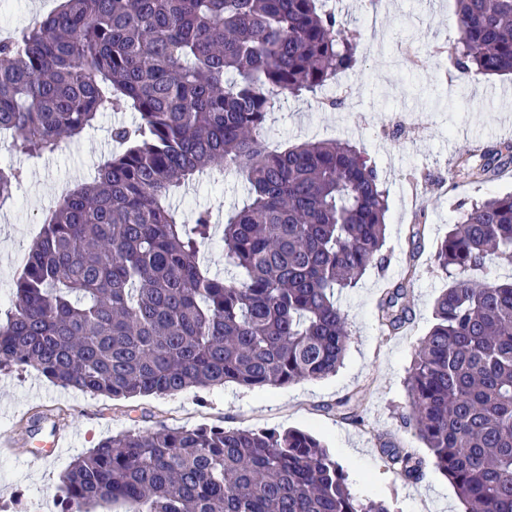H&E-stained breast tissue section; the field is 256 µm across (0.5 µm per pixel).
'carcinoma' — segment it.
I'll return each instance as SVG.
<instances>
[{"label": "carcinoma", "instance_id": "carcinoma-1", "mask_svg": "<svg viewBox=\"0 0 512 512\" xmlns=\"http://www.w3.org/2000/svg\"><path fill=\"white\" fill-rule=\"evenodd\" d=\"M455 69L512 74V0H454ZM360 34L323 0H60L0 40V131L39 160L105 112L124 149L64 192L0 309V368L112 400L235 383L322 379L349 342L336 294L384 260L388 202L376 166L347 141L271 149L275 101L333 85L358 63ZM512 144L461 155L452 186L493 180ZM235 170L246 204L224 214L225 277L200 261L211 213L173 207L209 171ZM26 172L0 164V208ZM512 193L475 202L437 245L451 279L405 378V425L429 458L378 436L406 482L428 463L465 512H512ZM403 280L378 303L383 330L408 321ZM46 412L21 420L34 436ZM62 512L112 501L125 512H389L361 500L325 444L299 429L163 423L102 440L62 476Z\"/></svg>", "mask_w": 512, "mask_h": 512}]
</instances>
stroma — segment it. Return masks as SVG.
I'll use <instances>...</instances> for the list:
<instances>
[{"label":"stroma","instance_id":"35a3bbf8","mask_svg":"<svg viewBox=\"0 0 512 512\" xmlns=\"http://www.w3.org/2000/svg\"><path fill=\"white\" fill-rule=\"evenodd\" d=\"M348 27L358 29L361 63L336 88L342 104L331 110L315 96L280 100L267 124L272 144L346 140L377 166L389 192L384 269L369 268L338 302L350 340L336 373L284 387L247 389L233 383L192 388L167 396L112 400L51 383L32 369L0 371V512H60V477L81 453L114 434L157 423L187 429L226 428L309 431L329 448L348 476L352 493L377 499L391 512H461L454 487L434 466L422 480L403 481L375 441L386 432L401 446L426 454L424 442L404 423V380L420 340L433 323L434 301L449 285L433 264V249L461 215L460 203L512 192V167L488 182L451 187L457 156L512 142V75L470 79L448 60L458 38L454 0H333ZM58 0H7L0 31L18 33L33 14L46 15ZM134 112L103 113L93 127L36 161L13 153L0 136V160L24 167L14 199L0 208V305H7L23 257L38 236L44 215L68 187L92 181L97 167L118 146L116 125H132ZM248 185L236 173L203 179L175 201L184 215L210 211L221 222L240 206ZM422 238H415L417 225ZM417 259L411 283V319L395 335L377 323L376 302L402 280L409 257ZM355 397L360 421L336 415V402ZM37 408L63 409L73 441L67 452L35 459L36 442L18 438L16 422Z\"/></svg>","mask_w":512,"mask_h":512}]
</instances>
